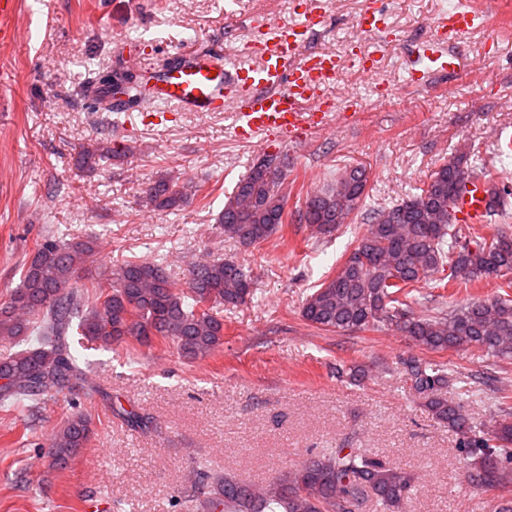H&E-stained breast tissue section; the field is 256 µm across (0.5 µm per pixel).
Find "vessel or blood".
<instances>
[{
  "mask_svg": "<svg viewBox=\"0 0 512 512\" xmlns=\"http://www.w3.org/2000/svg\"><path fill=\"white\" fill-rule=\"evenodd\" d=\"M474 20L472 12L457 10L438 23L435 33L419 46L417 57L426 66L413 70L414 82L424 84L458 69L451 46ZM322 21V16L309 13L297 24L254 22L247 37L256 64L229 68L212 51L180 52L172 61L146 70V90L152 100L178 112H221L226 102H234V132L239 138L264 136L302 147L306 131L324 127L334 110L323 90L335 84L340 61L336 55L306 49ZM489 201L488 180L475 176L457 198V222L484 223Z\"/></svg>",
  "mask_w": 512,
  "mask_h": 512,
  "instance_id": "vessel-or-blood-1",
  "label": "vessel or blood"
}]
</instances>
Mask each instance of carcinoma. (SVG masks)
<instances>
[{
  "label": "carcinoma",
  "instance_id": "carcinoma-1",
  "mask_svg": "<svg viewBox=\"0 0 512 512\" xmlns=\"http://www.w3.org/2000/svg\"><path fill=\"white\" fill-rule=\"evenodd\" d=\"M127 96L128 110L146 102L143 82L107 65L80 87L99 112L113 111L106 90ZM112 157V148L83 146L80 166ZM473 170L453 157L440 164L418 191L364 208L368 172L349 166L315 193L306 195L297 219L330 234L361 218L368 228L336 271L316 285L302 303L301 317L330 332L390 327L427 352L475 348L512 360V299H471L446 312L415 313L421 283L436 288L469 286L512 274V233L487 224V233L469 236L455 222L454 206ZM288 162L283 151L263 152L224 196L218 223L224 237L243 247L258 245L288 227ZM199 187L161 178L147 183L141 202L174 210ZM512 188L495 185L490 211L505 210ZM94 239L62 235L40 240L22 268L20 284L0 303V341L19 349L0 357V406L27 404L37 412L43 400L87 386V369L73 355L74 337L110 349L134 340L150 346L173 344L196 360L224 344L221 307L252 297L249 272L232 260L203 261L189 269L180 288L159 263L126 260L104 267L91 286H77L79 273L96 261ZM404 381L417 403L457 437L469 460V481L492 494L494 512H512V395L503 391L489 409V423L474 421L466 409L474 395L451 392L446 365L411 356L402 361ZM94 434L92 414H69L50 439L46 461L65 469ZM195 499L200 512H404L414 476L361 448H326L276 478L277 490L259 493L225 473L207 474Z\"/></svg>",
  "mask_w": 512,
  "mask_h": 512
}]
</instances>
